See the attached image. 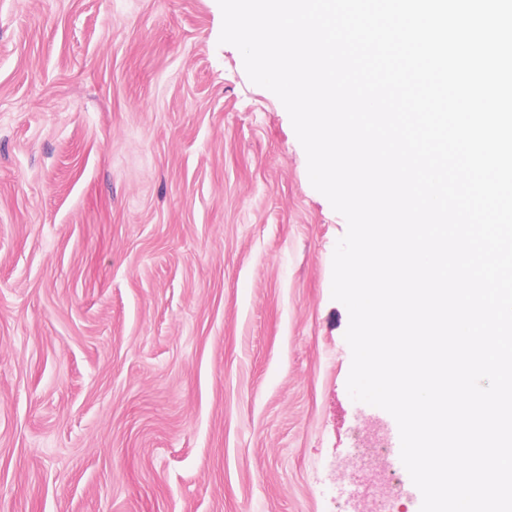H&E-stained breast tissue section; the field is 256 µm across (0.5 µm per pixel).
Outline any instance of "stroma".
<instances>
[{
	"label": "stroma",
	"mask_w": 512,
	"mask_h": 512,
	"mask_svg": "<svg viewBox=\"0 0 512 512\" xmlns=\"http://www.w3.org/2000/svg\"><path fill=\"white\" fill-rule=\"evenodd\" d=\"M217 0H0V512H380L345 218Z\"/></svg>",
	"instance_id": "35a3bbf8"
}]
</instances>
